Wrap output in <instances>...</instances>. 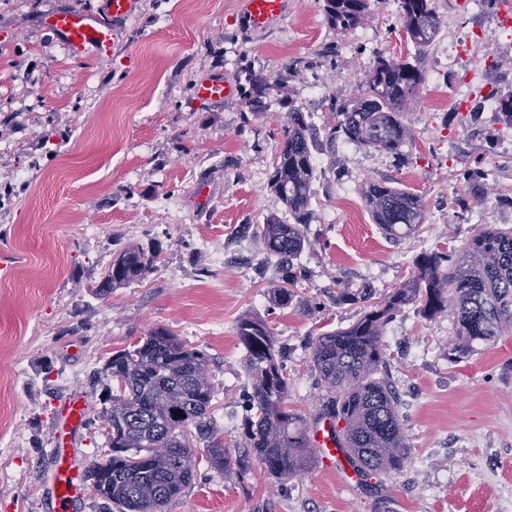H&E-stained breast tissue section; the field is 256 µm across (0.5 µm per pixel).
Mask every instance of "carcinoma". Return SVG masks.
<instances>
[{
  "label": "carcinoma",
  "instance_id": "carcinoma-1",
  "mask_svg": "<svg viewBox=\"0 0 512 512\" xmlns=\"http://www.w3.org/2000/svg\"><path fill=\"white\" fill-rule=\"evenodd\" d=\"M323 11L332 29L348 33L371 17V4L370 0H324ZM400 21L406 38L419 48L433 42L443 25L436 0H400ZM247 82L246 104L255 113L264 111L268 91L279 80L251 73ZM423 82L421 58L400 61L376 53L365 88L332 105L336 124L331 135L360 148L401 155L411 136L405 116L419 100ZM487 100L512 126V92L491 91L474 107V114L484 110ZM312 135L303 112L289 109L288 127L267 180L289 220L270 216L263 224L244 227L277 259L291 285L305 272L295 260L305 248L312 214L317 170ZM481 179V173L471 174L472 194L461 204L483 202ZM362 193L381 229L389 232L403 226L410 235L423 221L421 198L390 182H372ZM157 257L152 248H124L96 294L106 298L113 289L145 277ZM414 267L411 285L364 307L349 328L311 341L309 368L324 390L321 408L312 420L288 405V372L268 323L253 316L238 318L236 336L251 383L250 414L242 422L247 448L243 456H232L224 437L214 433L210 407L215 385L203 352L189 348L165 327H155L113 352L105 371L116 387L106 392L109 406L103 408L101 418L112 430L114 450L86 471L91 492L109 501L116 512H167L168 505L192 485L201 456L220 471L233 466L244 470L255 461L268 478L287 481L311 472V428L325 417L342 424L335 430L336 439L360 476L371 479L402 471L408 445L397 399L391 384L378 377L386 362L387 326L407 305H419L426 316L448 308L456 319L458 347L495 340L503 327L512 326V229L485 227L470 236L456 256L424 252ZM193 430L204 441L201 449L194 446ZM158 448L165 452L157 453ZM131 458L137 462H129Z\"/></svg>",
  "mask_w": 512,
  "mask_h": 512
}]
</instances>
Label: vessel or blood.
Returning <instances> with one entry per match:
<instances>
[{"label":"vessel or blood","instance_id":"obj_1","mask_svg":"<svg viewBox=\"0 0 512 512\" xmlns=\"http://www.w3.org/2000/svg\"><path fill=\"white\" fill-rule=\"evenodd\" d=\"M137 0H101L97 11L60 8L44 19L58 43L75 55L98 53L114 45L125 22L134 14ZM289 0H244L243 26L250 32H264L281 21L288 12ZM200 98L221 102L233 98L236 88L221 77L202 83ZM87 402L82 396L69 397L56 423L54 462L45 475L55 512H69L75 498L85 493L81 466L70 451L74 436L83 427ZM314 444L326 467L344 468L346 458L334 439L329 423L313 433Z\"/></svg>","mask_w":512,"mask_h":512}]
</instances>
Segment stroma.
<instances>
[{
    "label": "stroma",
    "mask_w": 512,
    "mask_h": 512,
    "mask_svg": "<svg viewBox=\"0 0 512 512\" xmlns=\"http://www.w3.org/2000/svg\"><path fill=\"white\" fill-rule=\"evenodd\" d=\"M99 4L0 0V186L23 188L0 199V367L14 373L13 416L0 429V512H53L44 475L68 397L89 401L74 452L87 466L104 457L105 362L148 329L169 328L207 355L213 422L231 447L249 410L239 316L269 322L288 355L290 403L310 417L320 389L307 344L360 317V305L337 302L340 291H392L420 253L454 254L484 226L512 228V208L500 203L512 197V130L488 108L474 119L429 106L464 72L419 55L401 29L399 0H371L369 23L345 34L327 24L323 0H293L288 17L259 34L242 28L243 0H139L114 47L80 57L40 23L61 5ZM438 9L461 32L495 26L504 6L470 15L438 0ZM378 51L422 56L430 71L398 157L326 137L331 103L362 85ZM251 73L281 80L257 115L242 95ZM215 74L236 86L234 98L198 97ZM283 97L319 134L320 173L300 256L307 277L278 308L284 274L241 227L285 214L267 186L288 124ZM471 168L487 175V201L470 210L453 200L468 195ZM379 180L421 196L414 235L393 242L373 223L361 192ZM132 244L159 250L156 269L97 297L105 270ZM455 341L450 311L425 317L412 305L386 332L384 374L410 448L400 474L367 480L320 465L274 484L256 468L243 475L203 461L167 512H374L382 498L391 512H500L512 501V327L452 361Z\"/></svg>",
    "instance_id": "obj_1"
}]
</instances>
